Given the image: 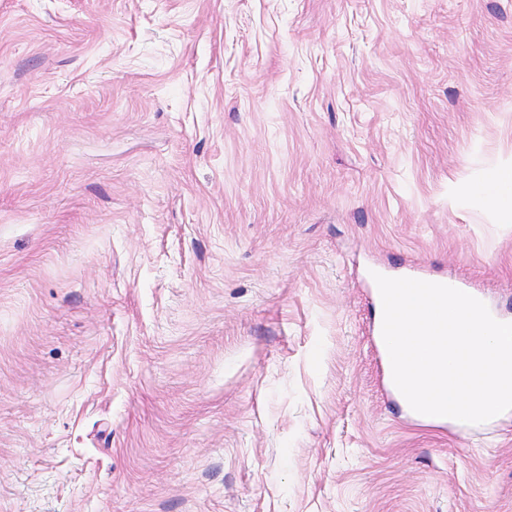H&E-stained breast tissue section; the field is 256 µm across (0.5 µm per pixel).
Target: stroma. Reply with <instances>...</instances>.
Masks as SVG:
<instances>
[{
  "instance_id": "1",
  "label": "stroma",
  "mask_w": 512,
  "mask_h": 512,
  "mask_svg": "<svg viewBox=\"0 0 512 512\" xmlns=\"http://www.w3.org/2000/svg\"><path fill=\"white\" fill-rule=\"evenodd\" d=\"M511 165L512 0H0V512H512L367 278L512 320Z\"/></svg>"
}]
</instances>
